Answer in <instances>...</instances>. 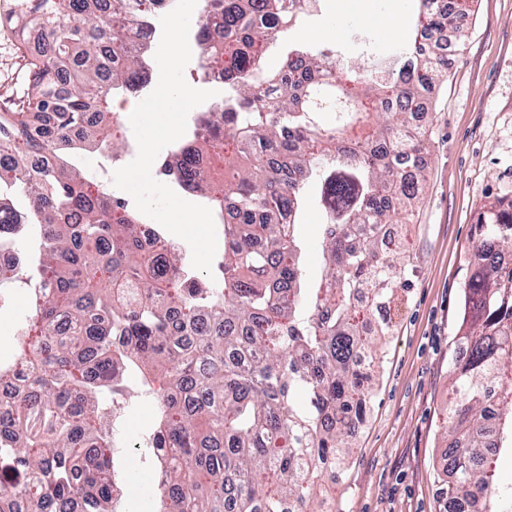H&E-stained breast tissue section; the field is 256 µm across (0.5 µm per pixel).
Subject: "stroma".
Masks as SVG:
<instances>
[{"mask_svg": "<svg viewBox=\"0 0 512 512\" xmlns=\"http://www.w3.org/2000/svg\"><path fill=\"white\" fill-rule=\"evenodd\" d=\"M417 0H316L271 46L264 64L277 70L288 47L336 43L348 61L361 50L355 27L378 44L402 41L404 26L380 29L379 19H416ZM464 41L453 48L446 78L428 94L420 123L426 131V182L406 223L397 227L409 262V286L387 311L391 324L379 344L380 369L364 425L351 437L345 468L318 503L320 512H440L446 479L451 407V359L462 322L463 286L475 260L476 223L496 202L512 200V0H473L463 15ZM27 60L8 31H0V105L23 99ZM298 234L306 282L325 273L318 187L308 183ZM158 407L131 385L114 425L113 466L122 496L119 512H151L157 459L146 441Z\"/></svg>", "mask_w": 512, "mask_h": 512, "instance_id": "1", "label": "stroma"}]
</instances>
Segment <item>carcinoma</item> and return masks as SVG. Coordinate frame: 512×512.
Listing matches in <instances>:
<instances>
[{
    "label": "carcinoma",
    "mask_w": 512,
    "mask_h": 512,
    "mask_svg": "<svg viewBox=\"0 0 512 512\" xmlns=\"http://www.w3.org/2000/svg\"><path fill=\"white\" fill-rule=\"evenodd\" d=\"M307 0H202L197 39L224 64V103L193 115L192 134L161 165L180 189L200 194L224 229L214 278L179 265L161 232L140 237L143 214L92 190L61 166L58 151L110 148L112 91L141 79L145 53L127 32L168 0H12L5 16L27 57L25 99L0 109V232L40 229L33 317L18 327L29 384L0 404V512H108L117 494L114 441L105 411L137 366L161 404L153 448L162 467L155 512H303L324 492L323 473L349 456L364 420L376 366L371 347L387 335L362 321L388 308L402 254L382 251L381 229L409 215L425 181L424 131L412 132L423 92L447 69L438 44L418 36L377 46L364 62L336 47L292 49L269 74L268 43L306 14ZM451 17L419 0L418 23ZM39 29L46 49L30 54ZM318 203L327 272L304 287L297 226L308 182ZM32 199L23 214L3 187ZM291 215L281 224L272 214ZM484 213L476 259L463 288L464 332L453 357L444 454L445 505L512 512L484 448L483 387L496 395L501 446L512 448V281L496 260L512 252V222Z\"/></svg>",
    "instance_id": "1"
}]
</instances>
